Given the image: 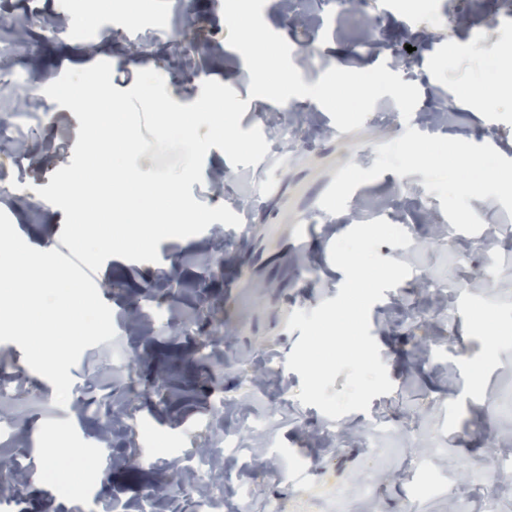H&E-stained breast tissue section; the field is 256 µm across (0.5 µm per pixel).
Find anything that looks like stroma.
Returning a JSON list of instances; mask_svg holds the SVG:
<instances>
[{"instance_id": "35a3bbf8", "label": "stroma", "mask_w": 512, "mask_h": 512, "mask_svg": "<svg viewBox=\"0 0 512 512\" xmlns=\"http://www.w3.org/2000/svg\"><path fill=\"white\" fill-rule=\"evenodd\" d=\"M138 25L119 18L127 0H5L0 16L70 13L67 35L24 36L0 27V116H10L25 86L10 80L22 60L36 78L108 60L112 83L132 87L143 69L157 71L177 103L195 102L204 81L229 85L247 109L242 130L257 127L269 145L254 166H233L218 148L204 158L202 182L192 195L221 202L240 219L216 222L202 233L159 243L155 263L107 259L96 285L110 307L115 336L83 351L69 373L70 397L54 403V387L32 371L15 343H0V385L11 397L0 416L12 429L0 432V455L22 471L0 498V512H71L87 502H111L112 512H142L143 489L113 488L112 464L137 453L154 486L170 484L174 471L195 467L207 449L224 482L223 512H321L338 495L343 512H512V487L495 479L497 455L490 442L512 429V215L493 197L469 205L494 228L445 243L434 225L446 223L441 201L418 173L385 172L358 186L346 209L331 214L320 199L347 164L370 169L376 148L406 127L445 138L488 144L512 160V95L495 87L499 68L489 47L512 42V15L499 0H265L268 27L291 47V61L305 84L329 68L362 70L380 64L419 90L414 116L403 120L391 96L380 97L361 128L343 132L310 98L287 104L250 98L243 56L227 42L222 0H138ZM111 22L98 23L101 6ZM463 15L448 31L434 16ZM380 37H372V30ZM193 51L175 50L178 40ZM482 40L486 51L473 50ZM313 46L312 60L301 55ZM412 46L400 56L398 45ZM484 88L488 109L474 111L467 94ZM51 122L41 137L24 139L30 176L40 184L70 165L78 139L74 113L49 102ZM226 174L222 192L209 176ZM0 211L22 239L38 250L55 248L65 213L31 207L0 195ZM384 219L420 241L410 252L381 244V257L408 264L412 272L386 290L370 311L371 335L394 384L374 397L368 411L339 419L302 404L298 373L286 366L301 336L287 331L293 311H312L335 298L345 279L330 258L336 239L359 223ZM498 248L496 294L468 287L487 269L489 248ZM134 372L129 392L124 375ZM130 409L133 423L103 434L94 404ZM69 445L95 459L83 492L71 496L43 479L44 454L58 425ZM481 466H472V459ZM375 486L366 498L362 483Z\"/></svg>"}]
</instances>
